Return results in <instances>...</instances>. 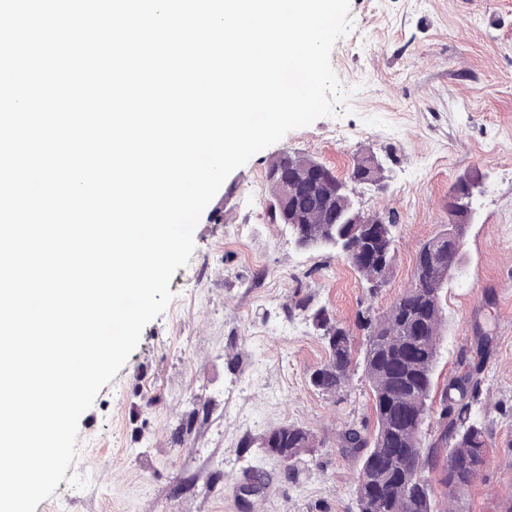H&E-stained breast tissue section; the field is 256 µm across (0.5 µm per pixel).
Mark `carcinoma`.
Returning <instances> with one entry per match:
<instances>
[{
  "mask_svg": "<svg viewBox=\"0 0 512 512\" xmlns=\"http://www.w3.org/2000/svg\"><path fill=\"white\" fill-rule=\"evenodd\" d=\"M364 157L354 163L349 179L342 180L321 162L288 152L270 164L267 180L272 189L268 219L284 222L279 210L280 187L273 177L277 166L294 162L315 164L314 188L330 204L301 200L296 235L308 250L349 251L348 263L362 276L373 294L388 283L392 266H379L381 249L395 244V219L382 224L377 235H358V225L345 223L347 199L354 190L372 185L362 167ZM463 224L425 242L418 250L414 281L377 320L365 318L368 343L362 362L355 361L349 328L321 308L313 318H322L328 357L309 376L318 391L336 396L343 393L357 370L368 382L373 402L372 429L354 423L339 435L342 450L357 459L356 498L359 512H434L433 489L428 472L438 473L446 497L453 501L480 476L487 462L485 426L472 413L478 397L481 364L462 375L448 378L440 395L437 438L425 443L422 429L430 410V393L438 359L440 330L445 323L441 293L455 270L459 255L448 249V238L462 236ZM314 438L295 425H282L267 433L263 447L276 451L288 468L298 470L301 454L293 448H311Z\"/></svg>",
  "mask_w": 512,
  "mask_h": 512,
  "instance_id": "obj_1",
  "label": "carcinoma"
}]
</instances>
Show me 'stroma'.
Returning a JSON list of instances; mask_svg holds the SVG:
<instances>
[{
	"instance_id": "stroma-1",
	"label": "stroma",
	"mask_w": 512,
	"mask_h": 512,
	"mask_svg": "<svg viewBox=\"0 0 512 512\" xmlns=\"http://www.w3.org/2000/svg\"><path fill=\"white\" fill-rule=\"evenodd\" d=\"M350 15L331 64L351 96L227 177L171 279V303L82 414L69 478L36 512H357L358 463L338 434L373 425L372 397L360 374L336 397L310 385L327 358L310 315L327 308L362 355L359 315L382 317L411 285L420 245L445 229L450 189L472 169L483 182L443 290L434 385L461 372L477 333L493 336L473 406L487 463L455 508L512 512V0H350ZM287 151L341 177L358 156L382 162L385 190L361 192L366 211L397 222L378 293L335 252L301 250L270 223L266 172ZM286 424L315 438L293 479L259 447ZM254 461L263 480L245 496Z\"/></svg>"
}]
</instances>
